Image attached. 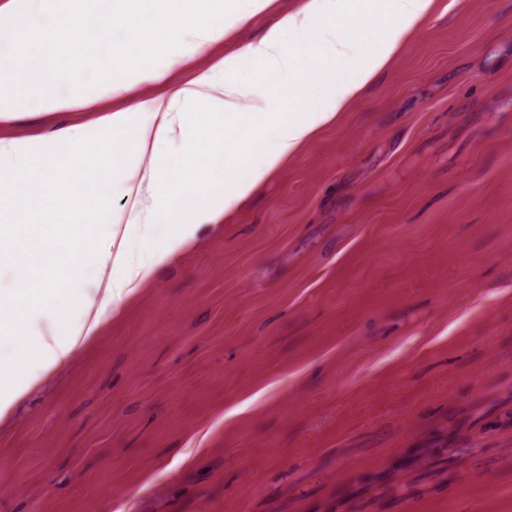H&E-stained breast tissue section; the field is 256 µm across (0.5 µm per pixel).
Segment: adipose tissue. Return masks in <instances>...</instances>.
Instances as JSON below:
<instances>
[{
  "label": "adipose tissue",
  "instance_id": "adipose-tissue-1",
  "mask_svg": "<svg viewBox=\"0 0 512 512\" xmlns=\"http://www.w3.org/2000/svg\"><path fill=\"white\" fill-rule=\"evenodd\" d=\"M38 0H5L0 18L28 37L8 69H0V118L39 91L45 110L83 103L79 72L87 57L110 74L136 65L160 82L157 54L181 46L201 52L244 21L230 0H96L90 20L59 11L32 35ZM433 0H307L281 17L246 53L232 52L188 82L136 109L113 111L93 139L73 138L66 157L48 142L0 140V261L17 285L0 292V337L19 347L0 361V416L46 375L69 362L82 343L143 286L148 273L191 242L198 225L233 211L280 171L318 131L334 122L425 23ZM381 11L385 28L373 52L347 74L349 17L360 6ZM255 77L233 78L241 57ZM319 67L331 92L299 106L296 88ZM68 80L73 91L57 95ZM180 102L200 112L175 111ZM181 138L179 154L164 145ZM123 183L120 208L101 204L98 182ZM171 225L156 242L157 223ZM108 226L98 245L91 227Z\"/></svg>",
  "mask_w": 512,
  "mask_h": 512
}]
</instances>
